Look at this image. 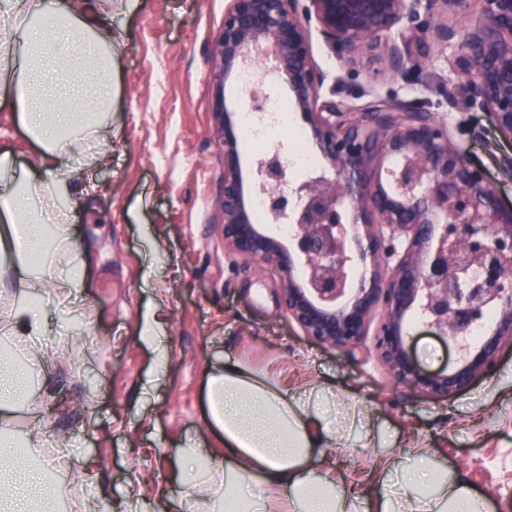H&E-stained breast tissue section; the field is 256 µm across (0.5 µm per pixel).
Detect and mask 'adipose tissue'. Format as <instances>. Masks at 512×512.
<instances>
[{"label": "adipose tissue", "mask_w": 512, "mask_h": 512, "mask_svg": "<svg viewBox=\"0 0 512 512\" xmlns=\"http://www.w3.org/2000/svg\"><path fill=\"white\" fill-rule=\"evenodd\" d=\"M0 105H9L40 146L42 176L19 177L9 154H0V254L37 255L14 270L9 334L14 350L0 349V434L11 432L19 411L28 427L24 448L44 447L40 404L27 387L46 369L51 353L44 338L49 318L33 292L82 299V281L58 277L56 257L83 264L68 229H49L33 208L35 198L61 195L56 165L78 129L96 142L101 161L112 158V140L97 121L112 109V57L101 52L112 21L86 5L59 0H0ZM335 390L320 386L287 393L248 363L229 359L212 372L206 390L209 425L224 437V461L208 466L188 491L196 512H492L489 501L469 487L428 448H414L413 468L383 458L385 491L355 503L342 491L335 469L314 467L317 449L341 446L338 428L321 413L335 403Z\"/></svg>", "instance_id": "1"}]
</instances>
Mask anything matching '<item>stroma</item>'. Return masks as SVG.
I'll return each mask as SVG.
<instances>
[{"label": "stroma", "mask_w": 512, "mask_h": 512, "mask_svg": "<svg viewBox=\"0 0 512 512\" xmlns=\"http://www.w3.org/2000/svg\"><path fill=\"white\" fill-rule=\"evenodd\" d=\"M227 0H99L112 14V110L104 126L112 159L80 146L62 155V173L82 179L65 198L34 206L44 223L69 227L86 253L85 306L44 298L54 357L32 394L57 447L96 464L70 482L112 512H193L172 452L195 437L213 460L224 439L205 421L207 379L225 357L249 363L289 390L324 384L343 394L356 418L347 451L318 449L362 498L378 491L380 458L409 460L426 444L436 461L493 506L512 512V349L496 374L438 399L396 381L376 355L353 362L309 340L282 313L273 277L232 264L224 250L220 198L224 154L216 106L240 123L236 79L216 85L210 48ZM448 62L433 57L401 97L437 103ZM450 134L481 166L502 205L512 208V140L491 117L459 104ZM0 151L17 169L40 170L39 147L13 110L0 108ZM419 364L453 369L451 343L412 331Z\"/></svg>", "instance_id": "obj_1"}]
</instances>
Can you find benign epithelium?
I'll return each instance as SVG.
<instances>
[{"label": "benign epithelium", "instance_id": "1", "mask_svg": "<svg viewBox=\"0 0 512 512\" xmlns=\"http://www.w3.org/2000/svg\"><path fill=\"white\" fill-rule=\"evenodd\" d=\"M450 12L465 25L448 23ZM313 31L341 63L324 101ZM435 52L450 69L439 89L448 113L378 94L388 79L412 81ZM212 56L221 88L259 62L272 70L324 161L292 181L272 146L255 159L247 195L240 133L218 108L234 262L273 274L280 306L308 339L352 355L370 336L390 375L419 392L447 397L495 374L512 345V210L454 147L447 114L463 100L512 139V0H228ZM277 88L262 79L242 104L261 114ZM257 196L269 223L289 226L293 249L255 224ZM412 324L453 342V370L420 367Z\"/></svg>", "mask_w": 512, "mask_h": 512}]
</instances>
